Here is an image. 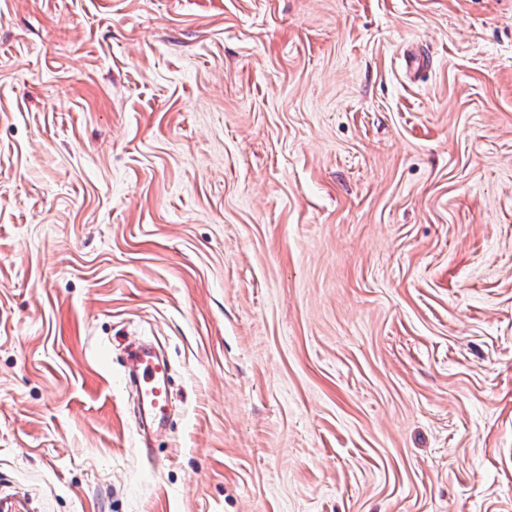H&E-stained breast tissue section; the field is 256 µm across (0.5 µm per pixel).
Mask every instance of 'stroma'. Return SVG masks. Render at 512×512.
I'll return each mask as SVG.
<instances>
[{"label":"stroma","instance_id":"stroma-1","mask_svg":"<svg viewBox=\"0 0 512 512\" xmlns=\"http://www.w3.org/2000/svg\"><path fill=\"white\" fill-rule=\"evenodd\" d=\"M0 478L512 512V0H0ZM135 382L150 402L147 409L154 417L165 416L171 403V387L168 385L167 366L157 365L141 354L135 363Z\"/></svg>","mask_w":512,"mask_h":512}]
</instances>
